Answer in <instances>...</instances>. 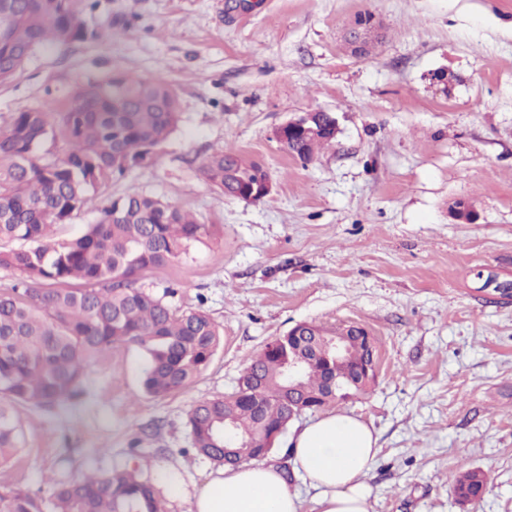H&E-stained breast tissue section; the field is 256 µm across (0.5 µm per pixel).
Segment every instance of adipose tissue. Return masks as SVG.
I'll return each mask as SVG.
<instances>
[{"instance_id": "1", "label": "adipose tissue", "mask_w": 512, "mask_h": 512, "mask_svg": "<svg viewBox=\"0 0 512 512\" xmlns=\"http://www.w3.org/2000/svg\"><path fill=\"white\" fill-rule=\"evenodd\" d=\"M290 451L317 512H371L366 476L378 448L365 422L345 413L329 414L300 428L290 440ZM304 503L275 465L256 462L219 470L193 496L190 512H303Z\"/></svg>"}]
</instances>
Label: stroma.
<instances>
[{
	"mask_svg": "<svg viewBox=\"0 0 512 512\" xmlns=\"http://www.w3.org/2000/svg\"><path fill=\"white\" fill-rule=\"evenodd\" d=\"M365 13L375 31L357 55L348 34ZM83 21L89 38L38 50L0 86V123L109 72L169 82L176 132L106 194L162 195L223 225L139 284L206 311L224 336L167 397L144 392L143 350L117 345L89 361L79 398L18 407L23 451L0 491L45 497L52 480L136 463L160 487L176 471L183 495L167 512H189L218 469L186 452L189 409L313 322L377 340L373 387L330 407L378 438L371 512H512V299L475 279L512 280V0H99ZM107 26L111 39L93 38ZM315 110L338 133L304 162L272 131ZM220 148L263 163L271 196L211 189L199 166ZM460 201L474 223L456 219ZM470 467L491 481L463 506L448 477Z\"/></svg>",
	"mask_w": 512,
	"mask_h": 512,
	"instance_id": "stroma-1",
	"label": "stroma"
}]
</instances>
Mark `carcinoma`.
Returning a JSON list of instances; mask_svg holds the SVG:
<instances>
[{"mask_svg":"<svg viewBox=\"0 0 512 512\" xmlns=\"http://www.w3.org/2000/svg\"><path fill=\"white\" fill-rule=\"evenodd\" d=\"M90 0H0V85L20 73L48 45L83 40L80 16ZM179 100L162 79L124 73L92 77L49 103L0 126V268H16L26 282L0 289V466L22 448L15 407H48L83 391L88 361L134 344L147 357L145 393L164 398L186 389L221 344L216 321L201 309L179 311L137 286L139 277L169 265L187 247L221 235L158 195L129 192L100 208L83 235L55 233L74 213L126 174L150 167L156 150L178 128ZM332 137L295 139L285 150L304 162ZM199 172L227 196L256 181L257 162L218 149ZM320 358L296 397L314 412L324 373ZM288 350L268 343L244 368L229 396L195 403L187 413L192 453L222 465L258 460L256 443L288 429ZM230 417L231 429L215 435ZM490 475L466 468L451 477L460 503L480 501ZM0 512H166L150 475L135 465L53 482L43 498L22 487L0 493Z\"/></svg>","mask_w":512,"mask_h":512,"instance_id":"1","label":"carcinoma"}]
</instances>
